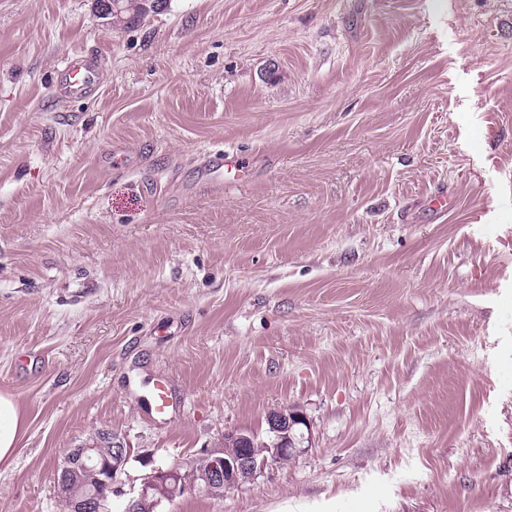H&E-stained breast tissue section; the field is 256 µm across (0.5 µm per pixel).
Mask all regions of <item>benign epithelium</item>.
<instances>
[{"label":"benign epithelium","instance_id":"benign-epithelium-1","mask_svg":"<svg viewBox=\"0 0 512 512\" xmlns=\"http://www.w3.org/2000/svg\"><path fill=\"white\" fill-rule=\"evenodd\" d=\"M266 422L268 440L257 444L250 433L226 431V447L210 450L184 463L203 479L198 486L187 485L175 466L152 468L144 477L138 496L130 500L126 512H157L163 502H171L195 488L214 499H221L225 490L254 481L268 464H280L294 456L305 439L304 429L308 428L305 417L297 410L283 408L269 412ZM130 459L131 449L123 446L112 433L98 431L67 451L63 465L57 471L58 491L69 486L79 469L92 467L99 468L104 475L102 482L110 488ZM107 500V495L96 491L76 496L72 499V512H102Z\"/></svg>","mask_w":512,"mask_h":512}]
</instances>
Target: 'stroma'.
Returning a JSON list of instances; mask_svg holds the SVG:
<instances>
[{"label": "stroma", "mask_w": 512, "mask_h": 512, "mask_svg": "<svg viewBox=\"0 0 512 512\" xmlns=\"http://www.w3.org/2000/svg\"><path fill=\"white\" fill-rule=\"evenodd\" d=\"M0 393V512L102 429L124 512L283 407L288 464L160 512H512V0H0ZM122 2L121 0L98 1L100 13L108 18L112 27H127L139 22L147 14L148 5L144 6L145 0H123ZM100 67L93 58L69 60L58 71L56 84L69 98H82L98 87ZM22 417L14 398L0 393V460L15 448L22 431Z\"/></svg>", "instance_id": "35a3bbf8"}]
</instances>
